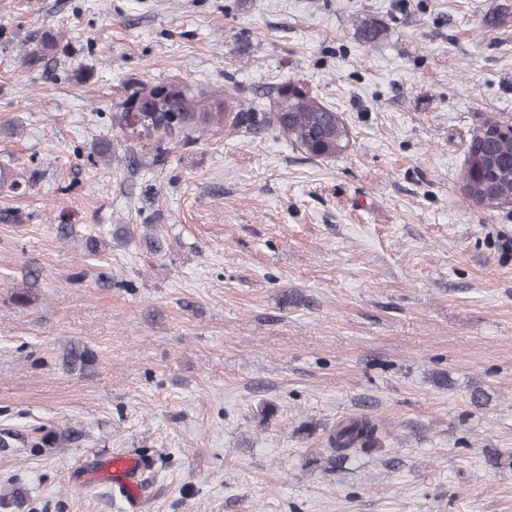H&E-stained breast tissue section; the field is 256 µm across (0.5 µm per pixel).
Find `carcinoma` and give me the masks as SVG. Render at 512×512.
I'll list each match as a JSON object with an SVG mask.
<instances>
[{"label":"carcinoma","instance_id":"1","mask_svg":"<svg viewBox=\"0 0 512 512\" xmlns=\"http://www.w3.org/2000/svg\"><path fill=\"white\" fill-rule=\"evenodd\" d=\"M67 47L60 34L45 29L24 45L21 62L26 67L40 63H57ZM140 117V131L131 128L130 119ZM111 126L127 137L158 139L229 127L250 129L257 125L256 116L242 111L231 98L183 80L171 79L151 83L128 79L122 99L113 106ZM265 122L312 157L330 158L344 152L350 142L348 126L338 112L318 101L311 90L299 81L279 83L269 99ZM474 167L465 196L469 201L512 197V126L492 122L487 135L473 145ZM29 177L16 174L0 165V187L14 195L26 192ZM378 425L368 417L351 418L338 425L329 435L328 445L341 460L351 454L377 446Z\"/></svg>","mask_w":512,"mask_h":512}]
</instances>
